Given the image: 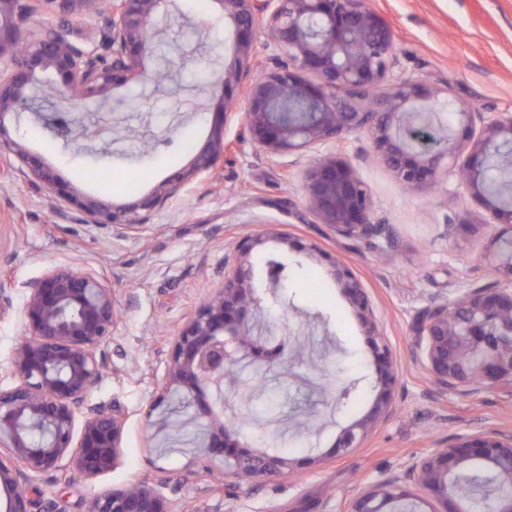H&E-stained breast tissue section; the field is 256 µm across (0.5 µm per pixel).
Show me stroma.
<instances>
[{
  "label": "stroma",
  "instance_id": "1",
  "mask_svg": "<svg viewBox=\"0 0 512 512\" xmlns=\"http://www.w3.org/2000/svg\"><path fill=\"white\" fill-rule=\"evenodd\" d=\"M392 26L398 75L446 89L474 112L512 111V0H368ZM69 39L108 54L110 18L44 15ZM160 46L137 77L114 87L107 102L88 99L86 133L53 135L36 114L62 108L45 96L54 72L36 70L28 108L9 122L11 136L40 165L80 195L128 205L187 168L208 138L213 86L232 56L233 35L218 23L211 0H172ZM234 147L211 176L193 180L131 231L81 219L52 199L29 170L0 159V284L11 306L0 310V385L12 382L10 361L22 337L23 285L45 268L67 263L94 269L112 286L116 323L106 347L108 372L91 395L126 415L123 449L111 472L92 480L58 473L26 483L35 512H86L92 495L152 482L174 512H343L358 492L399 473L412 459L459 432L512 430V402L485 391L459 396L436 386L416 345L414 325L425 308L469 285L496 282L486 256L493 216L457 176L408 192L372 155L367 134L341 146L318 144L300 155L274 156L254 146L240 122L226 128ZM341 150L367 185L372 219L382 233L365 241L323 224L307 204L305 174ZM256 280L274 257L285 270L275 291H260L253 335L284 340V364L250 359L234 366L237 385L224 389V419L241 441L307 467L258 478L216 482L198 462L197 431L164 442L142 413L166 372L170 350L195 311L224 286V273L244 238ZM347 263L366 288L380 333L393 351V414L360 447L340 454L339 433L371 409L375 365L364 327L347 302L329 256Z\"/></svg>",
  "mask_w": 512,
  "mask_h": 512
}]
</instances>
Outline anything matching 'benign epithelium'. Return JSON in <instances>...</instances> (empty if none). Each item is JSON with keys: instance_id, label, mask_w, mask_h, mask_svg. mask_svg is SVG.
<instances>
[{"instance_id": "7a95c632", "label": "benign epithelium", "mask_w": 512, "mask_h": 512, "mask_svg": "<svg viewBox=\"0 0 512 512\" xmlns=\"http://www.w3.org/2000/svg\"><path fill=\"white\" fill-rule=\"evenodd\" d=\"M219 17L233 29V59L224 66L215 127L191 166L164 181L153 194L124 207L74 194L29 157L14 139L6 119H18L28 104L25 88L36 68L53 69V86L64 105L59 132L73 137L74 112L85 97L108 98L112 88L132 80L152 54L168 0H0V58L13 68L0 73V155L25 164L53 195L72 203L93 222L138 227V213L150 210L173 187L209 173L228 144L224 128L237 97L247 103L244 124L251 142L270 154H290L325 142L341 144L365 131L375 155L411 190L438 182L442 172L456 173L470 196L490 211L502 229L488 261L498 273L495 285L469 286L448 301L426 309L418 328V347L432 379L453 394L492 390L512 400V185L493 188L492 166L512 169V113L485 117L456 108L445 90L411 78L394 77L398 64L394 33L367 0H212ZM109 13L110 48L103 57L68 39L60 29L38 25L42 14L89 16ZM268 32L285 60L253 74L257 30ZM446 103L457 109L461 131L431 140L435 127L420 121L414 103ZM310 206L321 223L347 236L372 238L380 225L371 221V196L352 164L336 151L307 174ZM258 240L236 245L224 288L186 323L171 351L168 370L144 412L150 428L174 426L154 413L177 396L195 408L205 458L212 470L221 462L234 475L271 476L298 465L286 457L243 445L224 421L212 393L235 386L229 368L251 357L281 362L283 349H265L250 334L248 320L259 307L250 256ZM334 275L366 330L376 367L379 393L371 412L344 428L335 447L358 448L382 418L393 413L397 381L390 346L378 331L371 298L353 271L330 260ZM23 336L10 369L14 383L0 387V491L4 512H32L19 486L31 475L69 471L91 480L113 469L121 451L125 415L116 405L92 404L90 396L107 368L103 347L112 339L116 310L112 286L92 270L70 265L45 269L24 285ZM491 476L496 494L491 512H512V431L458 433L448 446L415 459L380 484L356 494L344 512H418L410 485L422 486L438 505L432 512H472L461 481L474 468ZM87 512H172L153 483L138 481L92 496Z\"/></svg>"}]
</instances>
